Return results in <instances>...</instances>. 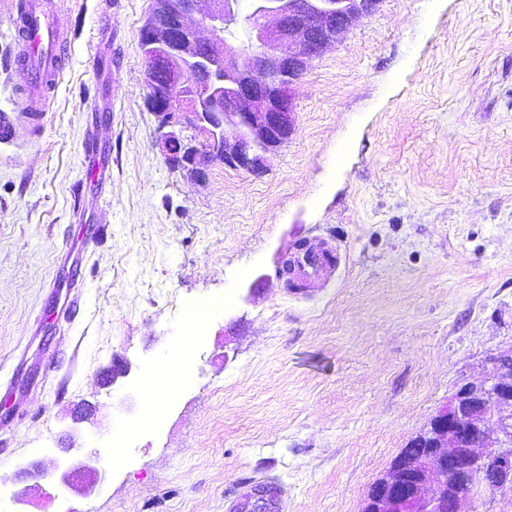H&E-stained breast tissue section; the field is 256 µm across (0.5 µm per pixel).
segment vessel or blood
Wrapping results in <instances>:
<instances>
[{
  "instance_id": "1",
  "label": "vessel or blood",
  "mask_w": 512,
  "mask_h": 512,
  "mask_svg": "<svg viewBox=\"0 0 512 512\" xmlns=\"http://www.w3.org/2000/svg\"><path fill=\"white\" fill-rule=\"evenodd\" d=\"M11 24L15 34L14 62L27 69L29 84L19 113H0V143L14 138L17 117L30 121L43 118L49 91L58 82L69 45L68 27L48 0H22L12 15ZM340 262L339 248L322 240L292 256L290 271L302 287L314 288L325 283Z\"/></svg>"
}]
</instances>
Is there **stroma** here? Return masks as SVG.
<instances>
[{
  "instance_id": "obj_1",
  "label": "stroma",
  "mask_w": 512,
  "mask_h": 512,
  "mask_svg": "<svg viewBox=\"0 0 512 512\" xmlns=\"http://www.w3.org/2000/svg\"><path fill=\"white\" fill-rule=\"evenodd\" d=\"M9 2L0 109L26 83ZM53 3L71 37L42 128L0 144V512H249L265 484L282 512H361L512 351V0H379L297 84L263 174L216 164L202 185L165 162L146 104L153 0ZM320 237L339 268L291 288L289 255ZM212 298L179 392L139 430L144 376ZM117 357L129 374L102 383ZM80 448L106 472L89 494L16 501L21 467Z\"/></svg>"
}]
</instances>
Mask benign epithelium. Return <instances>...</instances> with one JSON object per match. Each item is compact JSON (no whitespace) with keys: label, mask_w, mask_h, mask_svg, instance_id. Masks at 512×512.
Returning <instances> with one entry per match:
<instances>
[{"label":"benign epithelium","mask_w":512,"mask_h":512,"mask_svg":"<svg viewBox=\"0 0 512 512\" xmlns=\"http://www.w3.org/2000/svg\"><path fill=\"white\" fill-rule=\"evenodd\" d=\"M155 0L139 44L159 67L149 105L164 130L166 162L194 181L219 163L259 175L266 156L291 139L293 89L313 60L378 0H255L246 28L251 65L224 44V24L239 0ZM206 28L211 38L199 31ZM495 433L489 432L490 421ZM377 479L361 512H471L470 482L512 492V353L492 358L491 371L462 385ZM90 453L53 476L57 487L104 479Z\"/></svg>","instance_id":"7a95c632"}]
</instances>
